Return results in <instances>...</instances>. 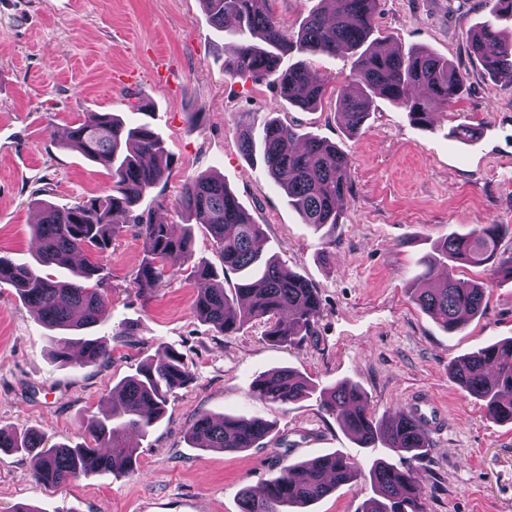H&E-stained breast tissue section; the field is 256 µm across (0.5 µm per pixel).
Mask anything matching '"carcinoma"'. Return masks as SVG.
<instances>
[{
    "mask_svg": "<svg viewBox=\"0 0 512 512\" xmlns=\"http://www.w3.org/2000/svg\"><path fill=\"white\" fill-rule=\"evenodd\" d=\"M379 0H317L296 33L289 34L272 9V0H204L214 28L224 31L227 19L235 21L233 40L224 44V72L232 78L265 80L281 98L302 110H314L326 94L324 81L304 64L281 67L282 58L296 52L357 56L352 86L339 96L338 115L345 129L356 132L365 123L374 99L385 98L405 108L416 124L428 126L441 109L456 102L465 74L447 59L426 50L382 53L369 46L374 33ZM496 18L512 20V0H483ZM469 55L492 77L512 76V36L484 22L467 34ZM241 153L263 164L274 183L288 198L301 223L329 235L340 223L337 200L349 191L352 161L336 144L309 133L279 117H258L243 112L238 118ZM460 143L478 138V128L461 124L450 131ZM66 146L106 167L112 176L111 193L59 208L40 203V219L32 225L35 250L32 260L18 262L0 255V283L15 288L26 305L37 312L51 331L49 341L56 360L66 363L78 344L82 365L102 364L112 350L96 336L73 338L71 331L93 328L109 317L111 285L103 268L88 260L74 271L75 279L59 280L47 272L72 266V258L89 250L105 252L122 224H136L143 239V257L133 283L143 294L172 279L193 254L191 226L176 233L173 225L157 223L138 210L140 201L155 194L171 165L165 141L148 124L126 123L110 112H88L69 131ZM186 220H195L209 234L221 270L197 265L191 275L204 283L194 302L201 320L224 335L240 331L254 319H264L265 336L274 343H293L313 335L321 313L317 288L290 271L279 257L263 251L261 225L242 207L224 180L211 175L189 179L177 202ZM512 232L507 224H487L467 233H450L441 240L437 256L422 260L421 277L439 272L434 287L414 293L419 308L448 333L486 313V288L464 282L453 265H491L494 275L512 281V260L499 256L501 241ZM238 275L224 287L220 274ZM450 375L468 394L483 402L487 415L512 423V340L489 343L450 365ZM192 373L182 357L163 348L147 364L114 385L108 393L109 413L91 416L88 429L95 446L79 443L43 447L36 431L23 434L0 428V448L35 457L33 476L49 487L64 486L82 476L116 477L137 471L136 449L125 446L124 434L144 433L166 411L168 397L187 386ZM319 392L320 406L341 420L363 448L380 442L406 460L397 466L375 460L368 477L376 496L360 512H422V491L413 463L426 458L427 432L419 428L410 410L378 418L367 395L349 380L317 388L290 368L264 373L254 381L253 392L264 401L293 404ZM274 424L261 419L202 412L189 435L196 447L237 452L255 448L269 438ZM362 476L357 464L330 453L284 466L266 484L262 496L244 489L240 512H305V508Z\"/></svg>",
    "mask_w": 512,
    "mask_h": 512,
    "instance_id": "1",
    "label": "carcinoma"
}]
</instances>
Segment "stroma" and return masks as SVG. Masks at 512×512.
<instances>
[{
    "label": "stroma",
    "instance_id": "stroma-1",
    "mask_svg": "<svg viewBox=\"0 0 512 512\" xmlns=\"http://www.w3.org/2000/svg\"><path fill=\"white\" fill-rule=\"evenodd\" d=\"M486 14L481 0H379L375 46L431 50L467 80L433 125L417 126L403 108L379 98L353 134L336 107L354 56L284 57L287 66L305 61L326 84L322 104L303 111L267 82L225 74L224 35L202 0H0L1 252L30 258L38 200L67 207L111 190L106 169L65 144L85 113L111 112L150 124L173 156L164 206L147 198L142 209L180 223L175 206L185 182L202 174L223 178L261 224L269 253L310 280L322 303L313 336L295 346L268 342L261 320L222 335L196 317L201 283L188 272L139 294L132 275L142 239L126 224L109 250L87 254L112 279L111 316L91 333L108 340L113 325L127 322L137 335L114 347L111 362L78 366L53 359L38 315L0 284L2 428L37 430L49 445L80 443L88 419L107 409L112 386L158 347L181 353L192 373L146 435L127 436L137 473L47 487L35 481L30 457L0 452V512L22 503L41 512H240L242 489L259 492L293 462L335 452L360 465L370 458L400 463L384 446L360 447L315 397L288 406L258 399L255 379L278 367L322 386L356 382L379 417L430 400L445 421L430 432L428 455L415 468L425 512H512V423L490 419L482 401L448 374L453 361L512 337V282L486 266L455 268L461 280L484 282L488 307L451 334L412 298L418 260L449 233L512 225V83L490 78L466 52L468 32ZM160 55L177 72L172 82L157 78ZM243 112L299 124L352 159L333 237L301 224L264 167L242 156L236 123ZM461 123L479 127L478 140L449 138ZM324 251L326 263L319 259ZM202 411L273 422L275 442L238 452L198 449L189 428ZM373 495L362 479L313 509L360 512Z\"/></svg>",
    "mask_w": 512,
    "mask_h": 512
}]
</instances>
